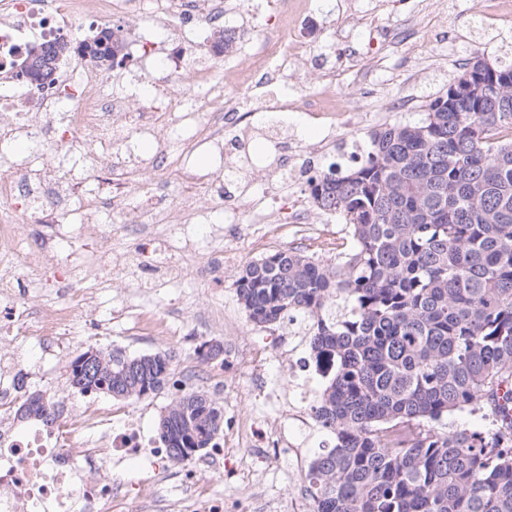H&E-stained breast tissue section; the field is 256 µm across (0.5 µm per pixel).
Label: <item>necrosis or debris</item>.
<instances>
[{
  "label": "necrosis or debris",
  "instance_id": "4bbe7bcc",
  "mask_svg": "<svg viewBox=\"0 0 512 512\" xmlns=\"http://www.w3.org/2000/svg\"><path fill=\"white\" fill-rule=\"evenodd\" d=\"M155 29L143 36L140 63L150 69L147 89L126 92L86 59L57 77L53 88L35 89L9 79L34 42L55 33L77 30L79 21L109 22L136 13L139 0H0V141L25 140L30 152L0 163V324L51 343L68 334L75 308L94 311L96 298L89 281L108 288H126L137 278L143 257H151L161 280L192 277L215 281L207 245L238 242L265 229L270 246L279 243L280 228L292 224L310 229L316 216L305 206L289 211L266 201L225 209L226 189L244 179L260 158L239 163L225 145V132L251 121L256 113L305 112L325 130L351 127L355 119L348 96L337 93L335 77H326L315 92L267 93L291 62L303 58L301 36L305 0H275L272 13L256 14L252 32L240 37L228 67L206 60L185 67L178 51L158 47L173 27H181L184 43L205 51L212 31L235 27L227 0H153ZM188 81L191 93L175 97L170 88ZM138 100L130 110L129 100ZM51 149L53 166L41 153ZM211 152L215 167L191 164L198 151ZM107 172L110 194L96 180ZM209 205H201L202 196ZM111 221L96 222L101 210ZM57 213L66 229L77 225L94 240L92 257H62L59 248L31 243L28 224L44 211ZM135 232L136 247L115 251L121 233ZM40 288L51 284L53 300L44 304L21 294L20 284ZM19 361L0 352V512H224V499L213 494L214 481L224 476L225 443L268 446L273 458L287 456L292 484L308 497L306 429L315 393L310 380L328 374L334 362L297 357L287 393L269 389L266 401L278 407L276 422L252 414L240 418L228 438H216L208 451L209 469L186 461L194 484L184 494L173 483L155 437L147 433L134 405L108 409L94 403L77 405L63 434L15 428L13 403L20 391ZM138 467L133 502H126L120 474Z\"/></svg>",
  "mask_w": 512,
  "mask_h": 512
}]
</instances>
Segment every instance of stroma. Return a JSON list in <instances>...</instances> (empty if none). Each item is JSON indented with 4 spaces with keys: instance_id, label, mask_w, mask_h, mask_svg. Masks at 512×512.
I'll return each mask as SVG.
<instances>
[{
    "instance_id": "stroma-1",
    "label": "stroma",
    "mask_w": 512,
    "mask_h": 512,
    "mask_svg": "<svg viewBox=\"0 0 512 512\" xmlns=\"http://www.w3.org/2000/svg\"><path fill=\"white\" fill-rule=\"evenodd\" d=\"M425 0H310L311 17L319 39L303 59L288 69L286 80L276 90L310 93L321 77H336L338 90L353 98L365 123L328 133L308 119L291 113L277 117L283 133L299 143L302 152L287 184L273 185L267 173L250 171L248 178L257 189L274 187L277 196L308 200L310 177L328 167L339 173L354 163L345 153L346 143L359 142L370 148L371 134L390 124L421 121L429 102L459 74L472 53H483L489 62L512 60V26L496 30L480 28V0H441L433 9ZM411 107L393 111L399 99ZM260 249L241 244L230 260L213 253L212 264H223L224 285L212 288L189 279L175 288L156 289V308L181 331L177 343L182 364L193 361L199 338L211 333L212 313L222 310L225 320L235 323L238 333L224 338V379L209 385L210 394L220 398L224 425L252 411L275 414L264 403L261 392L237 355L253 344L289 351L301 336L298 326L264 329L253 326L235 296L233 283L244 266L260 258ZM96 314H80L75 332L63 337L64 345L78 354L94 347L103 351L119 348L129 355L157 352V345L131 333V315L141 305L134 289L116 292L98 289ZM11 348L23 362L31 389L54 398L71 395L69 359L55 358L45 351L38 337L18 333L10 338ZM215 490L225 501L238 502L244 512H266L269 504L288 506L289 478L286 469L270 464L261 450L228 448L224 451V480Z\"/></svg>"
}]
</instances>
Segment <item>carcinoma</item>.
<instances>
[{"mask_svg": "<svg viewBox=\"0 0 512 512\" xmlns=\"http://www.w3.org/2000/svg\"><path fill=\"white\" fill-rule=\"evenodd\" d=\"M100 42L109 55L93 61L123 64L121 28L81 48ZM73 53L68 34L35 44L18 76L42 88ZM479 59L456 80L467 88L436 97L422 122L374 133L348 174L312 180L313 203L347 228L336 263L277 250L234 282L251 322L307 320L313 358L336 359L314 407L332 446L309 464L313 512H512V62L494 76ZM502 81V96L478 91ZM98 355L71 362L82 395L135 401L172 380L166 352ZM24 405L29 419L56 418L39 398ZM484 408L489 429L445 423ZM223 419L207 392L190 391L157 433L184 462L212 447Z\"/></svg>", "mask_w": 512, "mask_h": 512, "instance_id": "obj_1", "label": "carcinoma"}]
</instances>
